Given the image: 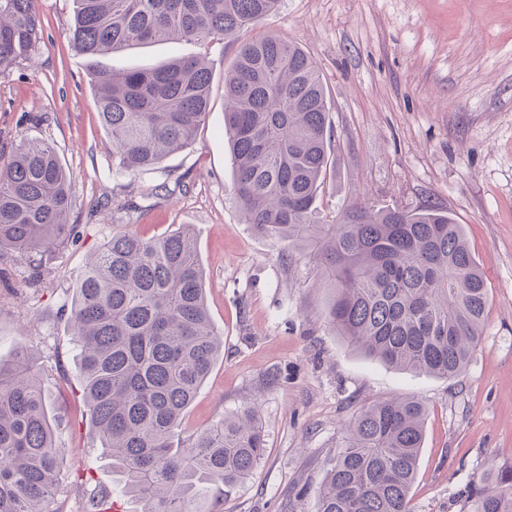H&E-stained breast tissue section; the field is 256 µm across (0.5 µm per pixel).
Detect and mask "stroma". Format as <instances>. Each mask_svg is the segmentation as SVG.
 Instances as JSON below:
<instances>
[{"label":"stroma","mask_w":512,"mask_h":512,"mask_svg":"<svg viewBox=\"0 0 512 512\" xmlns=\"http://www.w3.org/2000/svg\"><path fill=\"white\" fill-rule=\"evenodd\" d=\"M30 59L0 74V156L52 143L72 176V242L0 261V361L26 351L57 422L62 479L49 512H96L93 486L125 496L90 423L68 321L73 290L113 233L191 230L224 350L177 431L259 409L265 454L214 512H317L342 425L378 399L418 397L428 415L413 512H469L486 462L512 466V0H281L277 14L207 45L131 47L90 57L70 43L71 0H38ZM273 34L314 60L331 104L330 169L316 219L352 205L449 210L488 288L482 337L448 380L398 372L349 350L326 323L330 291L313 249L245 224L224 137V73L240 44ZM204 56L210 111L194 140L138 176L115 174L93 71Z\"/></svg>","instance_id":"stroma-1"}]
</instances>
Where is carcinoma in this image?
Here are the masks:
<instances>
[{"label": "carcinoma", "instance_id": "obj_1", "mask_svg": "<svg viewBox=\"0 0 512 512\" xmlns=\"http://www.w3.org/2000/svg\"><path fill=\"white\" fill-rule=\"evenodd\" d=\"M73 48L85 55L156 42L235 36L280 0H74ZM36 0H0V73L37 49ZM98 114L122 175L186 147L209 112L200 56L92 74ZM330 105L312 58L276 35L240 45L224 72V137L245 223L290 246L316 247L331 286L327 320L360 355L404 372L459 376L482 335L486 277L463 225L435 206L356 205L316 224L328 169ZM70 175L47 142L20 141L0 172V257L31 259L67 244ZM69 323L84 401L126 494L140 512H213L265 453L258 415L224 416L180 447L173 438L224 342L208 312L195 238L112 234L80 278ZM427 408L378 400L345 426L317 491L318 512H413L410 491ZM55 419L36 363L0 362V512H49L61 480ZM470 512H512V468H489Z\"/></svg>", "mask_w": 512, "mask_h": 512}]
</instances>
